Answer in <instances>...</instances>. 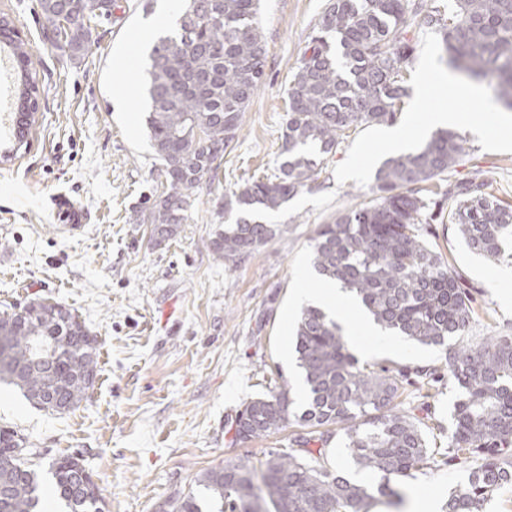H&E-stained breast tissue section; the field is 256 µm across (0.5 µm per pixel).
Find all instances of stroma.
Segmentation results:
<instances>
[{
  "label": "stroma",
  "mask_w": 512,
  "mask_h": 512,
  "mask_svg": "<svg viewBox=\"0 0 512 512\" xmlns=\"http://www.w3.org/2000/svg\"><path fill=\"white\" fill-rule=\"evenodd\" d=\"M169 2L115 0L89 52L72 59L45 37L38 0H0V15L25 43L39 98L30 146L0 162V309L45 298L74 309L100 342L95 386L77 409L47 412L2 385L0 427L20 431L49 456L82 455L109 512H159L170 497L195 490V477L208 468L288 450L291 429L240 444L231 424L251 399L292 381L298 292L320 285L311 266L316 231L372 198L375 172L389 156L380 126L357 129L322 160L316 189L267 215L287 233L234 264L209 250L228 222L225 195L277 171L288 84L328 3L260 0L266 76L238 141L198 191L178 234L155 243L150 225L136 217L143 199L166 189L146 127L145 68L166 30ZM410 36V95L397 124L426 125L440 107L461 111L466 153L445 182L477 176L512 202V148L488 144L492 136L512 137V112L492 111L496 99L484 83L474 97L455 94L443 79L439 32ZM61 194L84 212L83 224L59 216ZM424 194L433 219L421 233L472 293L473 341L512 335V307L503 301L512 292V265L471 253L448 221L452 200L433 183ZM365 360L409 373L403 408L424 423L431 447H446L458 390L444 350L397 336ZM419 368L438 370L439 382L419 385ZM466 474L461 461L440 462L405 479L402 490L436 495L435 512H446L450 489Z\"/></svg>",
  "instance_id": "1"
}]
</instances>
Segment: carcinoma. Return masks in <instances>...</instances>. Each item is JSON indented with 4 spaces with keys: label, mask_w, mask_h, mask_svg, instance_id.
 Listing matches in <instances>:
<instances>
[{
    "label": "carcinoma",
    "mask_w": 512,
    "mask_h": 512,
    "mask_svg": "<svg viewBox=\"0 0 512 512\" xmlns=\"http://www.w3.org/2000/svg\"><path fill=\"white\" fill-rule=\"evenodd\" d=\"M39 0L53 46L83 56L92 32L112 16V0ZM259 0H185L174 25L149 56L146 125L167 191L146 200L140 220L155 234H177L203 183L216 176L238 139L244 112L265 76L266 42ZM320 35L304 50L288 86V119L280 136L279 174L253 180L227 196L236 211L209 247L235 263L287 228L261 215L280 209L319 178L321 158L336 153L349 131L389 124L409 96L405 72L413 28L443 33L448 63L472 80H494L498 101L512 108V0H455L446 15L429 0H329ZM459 132L439 129L414 152L385 160L375 174L379 196L355 203L319 227L313 267L355 295L383 331L446 350L461 390L446 455L471 460L467 479L448 496V512H485L512 484V336L468 342L475 310L448 258L419 233L429 204L423 185L455 166ZM480 181L455 187L449 214L468 250L512 262V204ZM26 314L0 313V384H12L34 406L68 412L87 399L97 377L98 338L69 308L46 301ZM304 391L288 384L248 402L235 417L233 441L247 443L296 423L295 447L260 465L239 458L200 473L203 495L178 494L166 512H367L375 496L402 502L401 485L433 460L427 434L394 400L407 375L375 369L350 351L336 319L305 307L295 326ZM340 438L361 470L379 476L372 488L329 467ZM321 443L313 450L309 445ZM39 457L17 431L0 428V512H39L51 483L67 512H106V502L78 455L52 457L43 480L27 456Z\"/></svg>",
    "instance_id": "1"
}]
</instances>
